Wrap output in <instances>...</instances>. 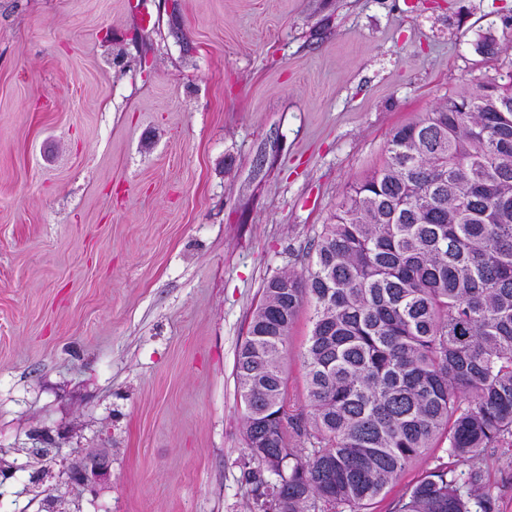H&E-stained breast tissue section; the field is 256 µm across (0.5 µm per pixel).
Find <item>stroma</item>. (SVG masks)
<instances>
[{
	"label": "stroma",
	"instance_id": "1",
	"mask_svg": "<svg viewBox=\"0 0 512 512\" xmlns=\"http://www.w3.org/2000/svg\"><path fill=\"white\" fill-rule=\"evenodd\" d=\"M510 68L512 0H0V512H259L235 361L266 281L396 128ZM93 448L108 484L62 485ZM441 463L469 469L440 443L370 512ZM484 482L512 512V445Z\"/></svg>",
	"mask_w": 512,
	"mask_h": 512
}]
</instances>
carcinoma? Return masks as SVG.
Here are the masks:
<instances>
[{
  "label": "carcinoma",
  "instance_id": "carcinoma-1",
  "mask_svg": "<svg viewBox=\"0 0 512 512\" xmlns=\"http://www.w3.org/2000/svg\"><path fill=\"white\" fill-rule=\"evenodd\" d=\"M512 72L395 130L384 165L323 225L314 268L270 278L236 378L262 512H368L427 448L394 512H495L482 453L512 440ZM311 427L282 359L301 308ZM445 463L448 469L460 477H464L469 469L470 462L451 457L448 454V442H441L436 448H428L416 462H414L389 489L384 497H379L371 505L370 512H392L396 501L407 492L416 481L431 468L439 463Z\"/></svg>",
  "mask_w": 512,
  "mask_h": 512
}]
</instances>
